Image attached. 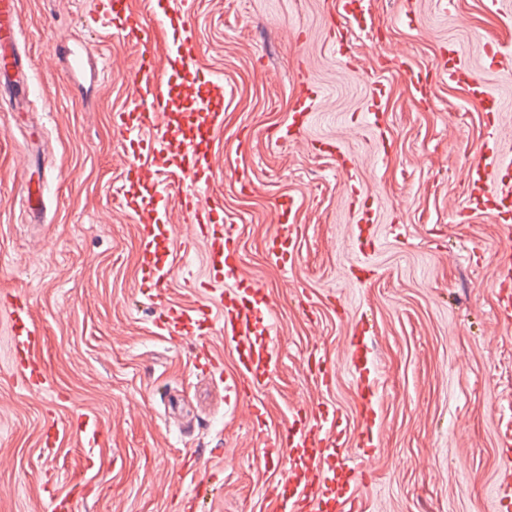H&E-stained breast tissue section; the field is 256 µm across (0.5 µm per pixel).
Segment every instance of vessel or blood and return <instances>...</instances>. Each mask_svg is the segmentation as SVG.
I'll return each mask as SVG.
<instances>
[{
    "label": "vessel or blood",
    "mask_w": 512,
    "mask_h": 512,
    "mask_svg": "<svg viewBox=\"0 0 512 512\" xmlns=\"http://www.w3.org/2000/svg\"><path fill=\"white\" fill-rule=\"evenodd\" d=\"M188 0H160L154 22L171 44L172 56L165 71L156 70L151 46H144L141 62L127 78L138 104L116 113L113 123L129 134L134 156H147L143 165H132L129 186L123 193L125 207L139 219L141 236V281L145 294L161 297L171 275L168 266L158 264L155 253L169 231L162 225L159 210L169 197H177L181 210L191 225L186 241L205 237L210 259V280L223 282L225 275L235 274L236 241L230 231L216 226L218 202L203 203L200 184L211 179L203 166L208 157L207 135L219 117L213 96L200 94L193 111L195 133H187L168 119L173 87L192 89L201 83L196 58L197 44L189 25ZM94 14L108 26L119 30L139 27L128 0H95ZM17 0H0V68L22 71L24 60L17 47ZM154 127L155 135L132 138L133 130ZM261 296L259 284L210 296L207 304L185 307L165 304L158 323L162 336L194 337L212 324L211 310L222 313L221 333L239 358L227 385L228 390L243 393L260 388L269 376L272 354L269 347L256 346L254 337L263 318L255 306ZM12 336L14 374L21 385L32 392L42 391L43 369L36 357L41 338L29 318V307L13 299L6 308ZM326 415L307 417L285 436L266 444L267 457L288 459L281 479L272 488L276 512H335V493H322L324 482L321 464L335 456L336 441L326 427Z\"/></svg>",
    "instance_id": "b4317fda"
}]
</instances>
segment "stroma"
Returning a JSON list of instances; mask_svg holds the SVG:
<instances>
[{
  "mask_svg": "<svg viewBox=\"0 0 512 512\" xmlns=\"http://www.w3.org/2000/svg\"><path fill=\"white\" fill-rule=\"evenodd\" d=\"M94 0H19L8 74L26 96L0 108V296L23 293L41 336L42 394L13 376L0 315V512H49L82 488L76 512H272L280 467L264 444L296 413L335 412L337 499L362 512H501L512 483V324L498 315L493 219L512 169L480 179L486 146L512 151V13L491 0H359L345 20L326 0H194L198 67L222 99L216 174L238 249L236 280L262 284L275 366L257 397L226 389L237 354L206 338L159 337L160 302L206 303L203 243L169 199L176 258L162 301L140 291L141 240L122 203L133 158L114 113L139 37L92 17ZM102 39L71 70L70 54ZM463 47L474 83L449 80ZM42 207L29 209L27 199ZM468 209L461 223L456 212ZM296 227L287 261L278 212ZM262 401L263 423L252 404ZM99 435L69 433L82 416ZM65 427L45 447L50 422Z\"/></svg>",
  "mask_w": 512,
  "mask_h": 512,
  "instance_id": "stroma-1",
  "label": "stroma"
}]
</instances>
